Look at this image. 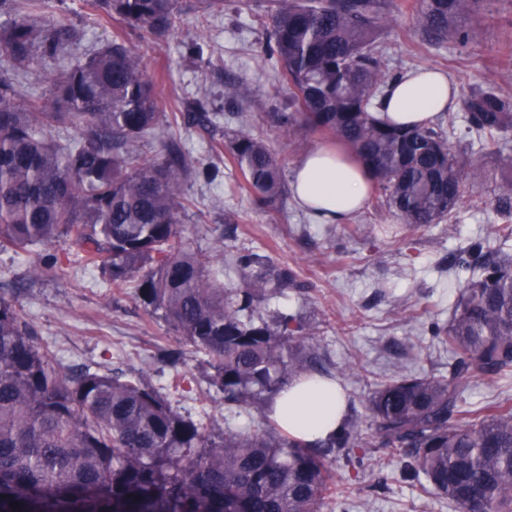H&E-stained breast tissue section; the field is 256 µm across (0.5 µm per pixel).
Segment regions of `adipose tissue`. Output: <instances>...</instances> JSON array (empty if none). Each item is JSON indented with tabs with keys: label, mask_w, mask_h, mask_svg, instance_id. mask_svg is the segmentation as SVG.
<instances>
[{
	"label": "adipose tissue",
	"mask_w": 512,
	"mask_h": 512,
	"mask_svg": "<svg viewBox=\"0 0 512 512\" xmlns=\"http://www.w3.org/2000/svg\"><path fill=\"white\" fill-rule=\"evenodd\" d=\"M456 88L434 69L410 72L389 85L379 115L388 122L427 126L455 109ZM373 179L366 167L340 152L317 148L297 163L291 182L294 196L309 213L325 223H337L366 205ZM346 412V400L335 382L315 377L285 386L272 402V416L290 435L313 443L336 430Z\"/></svg>",
	"instance_id": "ef3b65f1"
}]
</instances>
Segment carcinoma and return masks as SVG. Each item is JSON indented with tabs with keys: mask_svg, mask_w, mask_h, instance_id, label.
<instances>
[{
	"mask_svg": "<svg viewBox=\"0 0 512 512\" xmlns=\"http://www.w3.org/2000/svg\"><path fill=\"white\" fill-rule=\"evenodd\" d=\"M390 0H273L270 52L295 104L276 112L292 133L311 125L340 137L374 179L376 202L408 224L449 217L463 180L443 130L376 118L388 83L376 45ZM481 0H419L418 21L436 41H474L464 16ZM103 16L158 38L180 19L179 0H95ZM0 252H27L67 237L112 287L135 289L140 305L180 341L204 353L211 383L228 404H262L290 379L315 371L304 353L310 329L295 316L254 315V303L300 285L271 275L252 253L236 259L242 287L224 288L183 241L189 208L181 184L214 178L175 145L160 160L129 152L166 120L158 80L123 40L72 62L79 39L65 15L38 0H0ZM60 63L50 105L17 103L19 80ZM468 130L493 139L512 130V98L493 89L465 101ZM211 123L195 99L173 115ZM76 131L63 140L54 129ZM230 156L255 203L274 206L286 189L275 154L249 131ZM496 210L512 214V183ZM453 264L474 270L448 324L431 326L455 358L446 375L403 372L376 388L367 409L377 445L346 417L336 436L306 443L264 420L256 433L207 432L161 389L109 373L100 363L63 364L13 302L0 297V512H319L340 493L331 466L361 469L371 449L402 454L401 475L459 512H512V403L461 409L472 379L512 372V257L476 242ZM17 503L18 508H10Z\"/></svg>",
	"mask_w": 512,
	"mask_h": 512,
	"instance_id": "obj_1",
	"label": "carcinoma"
}]
</instances>
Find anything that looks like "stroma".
<instances>
[{"instance_id":"stroma-1","label":"stroma","mask_w":512,"mask_h":512,"mask_svg":"<svg viewBox=\"0 0 512 512\" xmlns=\"http://www.w3.org/2000/svg\"><path fill=\"white\" fill-rule=\"evenodd\" d=\"M415 0H394L379 31L381 60L387 76L433 67L443 71L467 96L472 88H492L512 96V0H483L468 22L479 33L475 42L459 45L430 39L418 24ZM181 17L162 40L141 36L121 20L96 21L94 0H60L56 11L68 13L81 29L80 49L97 48L112 38L124 39L140 54L149 73L159 78L164 108L182 99H203L212 122L208 127L178 124L156 130L144 158H163L169 141H179L194 160L214 164L216 181L192 178L181 185L192 206L180 225L190 248L211 269L222 271L224 285L238 287L233 259L237 253L259 254L268 270L291 269L302 289L286 290L271 307L299 314L313 332L318 368L338 381L360 421L363 437L374 434L366 410L370 393L399 370L444 374L451 353L427 331L446 324L468 270L452 267V257L472 242L488 240L490 248L512 254V235L494 236L503 223L494 211L502 184L512 180V132L493 140L466 135L464 109L456 123L440 118L448 144L465 176L461 201L446 220L408 226L388 208L366 206L337 224H321L293 197L274 208L254 203L229 157L233 134L248 128L271 147L283 182L307 151L335 143L336 138L309 128L291 134L272 119L290 109V93L275 62L264 54L268 41V0H224L209 14L196 0H180ZM201 41L202 60L187 47ZM247 84L248 100L231 90ZM482 174L470 178V162ZM43 253H0V296L14 300L38 336L52 343L66 364L81 367L109 358L111 367L140 373L174 408L200 419L206 428L257 431L258 406L228 407L204 383L202 356L181 345L163 319L148 315L133 289L111 288L101 271L85 269L73 257L66 275L43 263ZM181 348L184 371L200 382L188 395L174 388V372L156 356L164 348ZM398 454L376 450L363 471L337 464L335 477L347 498L328 501L322 512H455L447 499L421 492L401 478Z\"/></svg>"}]
</instances>
